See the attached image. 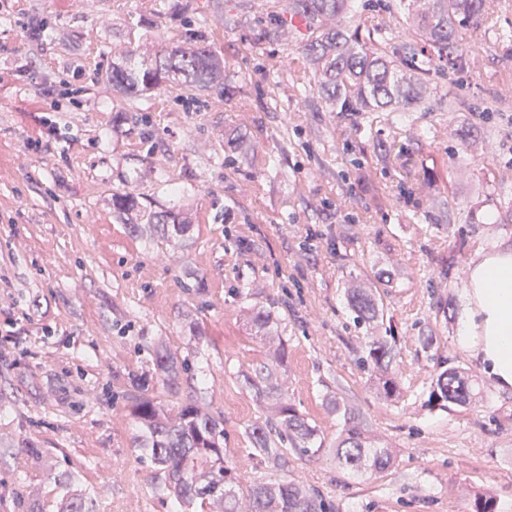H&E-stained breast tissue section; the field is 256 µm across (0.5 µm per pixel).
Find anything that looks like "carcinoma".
I'll use <instances>...</instances> for the list:
<instances>
[{"label":"carcinoma","mask_w":512,"mask_h":512,"mask_svg":"<svg viewBox=\"0 0 512 512\" xmlns=\"http://www.w3.org/2000/svg\"><path fill=\"white\" fill-rule=\"evenodd\" d=\"M352 0H287L275 34L288 33L287 18L303 19L309 30L302 52L313 71L319 97L332 112H387L409 106L429 90V53L453 65L460 58L462 35L494 13V0H408L405 24L410 37L399 40L385 28L366 35L348 32L343 21ZM173 76L189 86L224 93V67L208 47H173L148 61L129 50L112 63V88L143 92L155 89L163 76ZM150 226L182 237L190 225L171 215L154 214ZM348 304L357 324L373 322L379 305L373 290L361 285L348 291ZM251 322L256 332L267 334L272 312L254 304ZM361 358L377 379L381 398L399 391L391 371L397 352L385 336H373ZM284 342L267 353L266 361L241 372L245 386L266 410L265 421L251 428L253 448H292L314 457L323 448L318 429L288 403L282 372ZM193 365L167 349L154 352L149 373L134 377L127 394L131 416L140 428L136 447L157 471L160 495L185 505L200 504L201 512H335L311 485L302 480L259 482L239 493L232 463L224 454V426L203 403L191 401L173 411L152 393L160 385L175 394ZM473 397V382L455 368L436 375L429 401L440 407L464 406ZM344 426L336 442V463L354 476L379 473L393 462L392 448L377 437L351 409L343 411ZM77 475L65 473L56 512H94L91 498L78 489Z\"/></svg>","instance_id":"cac0c4a2"}]
</instances>
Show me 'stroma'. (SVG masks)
Instances as JSON below:
<instances>
[{"instance_id":"stroma-1","label":"stroma","mask_w":512,"mask_h":512,"mask_svg":"<svg viewBox=\"0 0 512 512\" xmlns=\"http://www.w3.org/2000/svg\"><path fill=\"white\" fill-rule=\"evenodd\" d=\"M280 8L0 0V512L22 497L52 504L66 468L97 512H198L158 494L134 446L125 391L160 347L195 374L155 396L198 398L223 418L240 488L299 478L336 512H473L479 492L512 512V395L458 343L468 265L512 246V223L497 220L512 201V0L465 33L461 65L433 77V93L370 116L306 98L305 35L269 33ZM195 43L223 60L224 94L174 79L113 91V49ZM47 119L58 134L34 147ZM236 130L249 146L225 153ZM389 142L402 153L384 155ZM123 195L134 209L121 219ZM169 211L188 218V236L139 224ZM353 283L377 295L371 324L354 321ZM243 288L274 312L288 401L324 442L315 457L288 449L276 465L248 437L265 412L239 374L267 347ZM371 336L396 339L390 401L357 363ZM442 366L481 394L430 405ZM339 404L392 443L388 469L337 466Z\"/></svg>"}]
</instances>
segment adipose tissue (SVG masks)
<instances>
[{
	"instance_id": "1",
	"label": "adipose tissue",
	"mask_w": 512,
	"mask_h": 512,
	"mask_svg": "<svg viewBox=\"0 0 512 512\" xmlns=\"http://www.w3.org/2000/svg\"><path fill=\"white\" fill-rule=\"evenodd\" d=\"M466 288L459 344L499 391L512 393V247L494 248L470 264Z\"/></svg>"
}]
</instances>
